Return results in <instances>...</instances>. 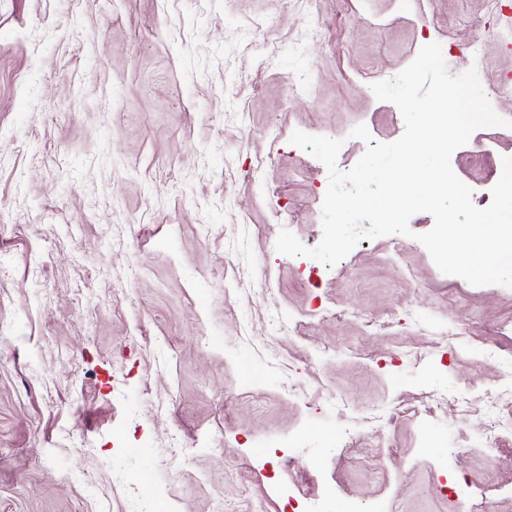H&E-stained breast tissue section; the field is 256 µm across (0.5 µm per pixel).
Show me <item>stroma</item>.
Segmentation results:
<instances>
[{
    "mask_svg": "<svg viewBox=\"0 0 512 512\" xmlns=\"http://www.w3.org/2000/svg\"><path fill=\"white\" fill-rule=\"evenodd\" d=\"M508 20L512 0H0V512H314L328 483L334 512H468L466 481L512 512V436L491 466L460 439L480 407L424 414L498 386L479 353L512 357V288L402 235L331 267L276 250L323 235L329 174L292 133L342 140L345 171L356 125L399 139L371 85L422 46L512 119ZM505 156L500 126L453 153L474 206Z\"/></svg>",
    "mask_w": 512,
    "mask_h": 512,
    "instance_id": "1",
    "label": "stroma"
}]
</instances>
